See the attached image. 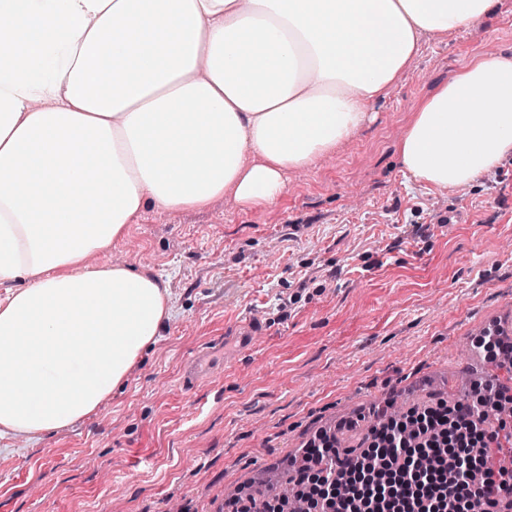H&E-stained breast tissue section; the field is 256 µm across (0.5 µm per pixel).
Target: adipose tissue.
<instances>
[{"instance_id": "ef3b65f1", "label": "adipose tissue", "mask_w": 512, "mask_h": 512, "mask_svg": "<svg viewBox=\"0 0 512 512\" xmlns=\"http://www.w3.org/2000/svg\"><path fill=\"white\" fill-rule=\"evenodd\" d=\"M493 0H0V435L95 415L171 315L159 277L93 256L154 210L262 208L337 150L422 34ZM404 172L466 186L512 155V55L419 103Z\"/></svg>"}]
</instances>
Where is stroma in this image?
I'll use <instances>...</instances> for the list:
<instances>
[{
    "label": "stroma",
    "mask_w": 512,
    "mask_h": 512,
    "mask_svg": "<svg viewBox=\"0 0 512 512\" xmlns=\"http://www.w3.org/2000/svg\"><path fill=\"white\" fill-rule=\"evenodd\" d=\"M489 47L512 52V0L478 28L425 35L374 119L276 203L150 211L100 253L160 276L173 314L97 414L0 438V512H221L225 487L286 468L332 423L360 417L354 440L394 398H447L476 330L512 327V157L436 189L396 146L418 103ZM245 320L259 336L238 335Z\"/></svg>",
    "instance_id": "stroma-1"
}]
</instances>
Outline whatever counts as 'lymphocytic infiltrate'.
Instances as JSON below:
<instances>
[{
    "label": "lymphocytic infiltrate",
    "instance_id": "obj_1",
    "mask_svg": "<svg viewBox=\"0 0 512 512\" xmlns=\"http://www.w3.org/2000/svg\"><path fill=\"white\" fill-rule=\"evenodd\" d=\"M508 405L511 394L480 384L466 401L386 419L343 456L335 436L317 435L295 493L308 512H501L494 494L512 492V462L491 469L486 411Z\"/></svg>",
    "mask_w": 512,
    "mask_h": 512
}]
</instances>
